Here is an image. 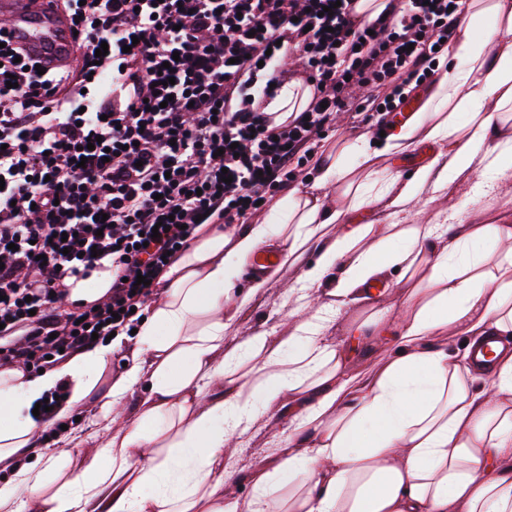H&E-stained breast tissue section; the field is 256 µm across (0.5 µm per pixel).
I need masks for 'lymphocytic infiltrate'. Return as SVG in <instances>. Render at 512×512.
I'll return each instance as SVG.
<instances>
[{"label": "lymphocytic infiltrate", "mask_w": 512, "mask_h": 512, "mask_svg": "<svg viewBox=\"0 0 512 512\" xmlns=\"http://www.w3.org/2000/svg\"><path fill=\"white\" fill-rule=\"evenodd\" d=\"M355 2L62 0L76 68L40 75L0 48V371L33 374L132 330L198 216L256 214L337 114L372 113L380 129L435 82L466 0H388L372 20ZM291 59L314 93L278 125L264 105ZM107 264L106 299L62 311L71 282Z\"/></svg>", "instance_id": "1"}]
</instances>
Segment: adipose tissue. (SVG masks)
<instances>
[{
    "instance_id": "adipose-tissue-1",
    "label": "adipose tissue",
    "mask_w": 512,
    "mask_h": 512,
    "mask_svg": "<svg viewBox=\"0 0 512 512\" xmlns=\"http://www.w3.org/2000/svg\"><path fill=\"white\" fill-rule=\"evenodd\" d=\"M447 68L419 112L384 139L329 150L311 186L295 188L256 224L207 225L161 278L134 335L84 351L32 376L0 372V464L18 457L0 512H512V349L498 347L491 383L478 388L471 361L451 357L447 337L473 345L512 336V224H415L422 200L475 176L485 193L512 176V0H469ZM429 146L410 177L373 167L375 154ZM384 202L386 226L347 216ZM282 264L301 266L300 303L288 335L255 330L227 346V310L263 293L275 270L238 280L272 239ZM388 269L405 286L400 314L375 308L355 322L354 343L385 342L363 375L324 330L356 292ZM127 366L108 379L112 352ZM67 419L85 404L97 454L54 485L56 460L31 407L59 385ZM139 404L123 423L117 408ZM288 406L282 442L250 477V495L227 492L224 446L248 433L259 406Z\"/></svg>"
}]
</instances>
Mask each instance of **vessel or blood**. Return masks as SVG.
Instances as JSON below:
<instances>
[{
    "label": "vessel or blood",
    "mask_w": 512,
    "mask_h": 512,
    "mask_svg": "<svg viewBox=\"0 0 512 512\" xmlns=\"http://www.w3.org/2000/svg\"><path fill=\"white\" fill-rule=\"evenodd\" d=\"M0 38L22 46L48 68L71 65L77 58L59 0H0Z\"/></svg>",
    "instance_id": "1"
}]
</instances>
